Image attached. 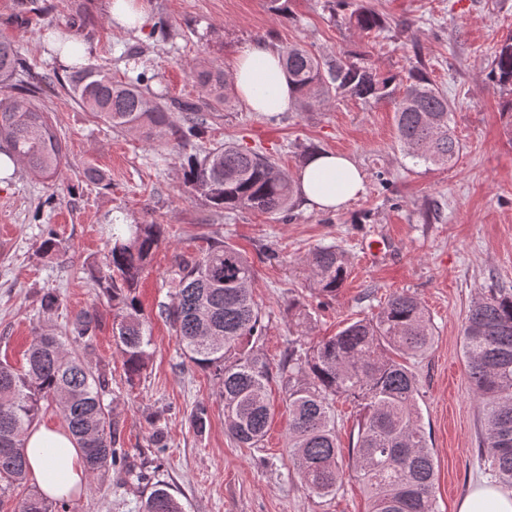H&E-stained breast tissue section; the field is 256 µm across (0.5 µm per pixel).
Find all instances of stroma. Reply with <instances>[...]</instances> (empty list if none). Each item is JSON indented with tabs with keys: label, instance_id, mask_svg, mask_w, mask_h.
Masks as SVG:
<instances>
[{
	"label": "stroma",
	"instance_id": "obj_1",
	"mask_svg": "<svg viewBox=\"0 0 512 512\" xmlns=\"http://www.w3.org/2000/svg\"><path fill=\"white\" fill-rule=\"evenodd\" d=\"M112 0H0V40L13 42L40 72L68 80L70 68L44 56L52 31L87 45L83 65L122 80L139 70L170 99H198L197 61L231 70L239 49L266 42L299 44L325 56L366 53L384 74L407 75L424 66L452 106L451 127L462 144L449 167L429 168L404 156L396 139L392 102L345 98L319 108L279 115L251 112L232 99L205 139L186 148L172 136L146 140L112 128L84 110L62 86L42 94L67 156L57 190L17 170L0 182V360L22 367L34 331L62 336L74 317L96 308L99 326L84 359L109 379L106 396L128 461L164 481L184 512H369L362 483L347 474L335 495L309 494L291 473L288 409L279 382L271 384L274 413L262 447L241 448L224 432V402L213 378L184 356L159 314L175 286L178 257L198 255L218 237L245 253L256 269L254 297L265 325L258 347L278 364L290 340L312 345L347 322L376 313L402 289L420 299L433 324V343L410 367L419 382V406L436 463L438 512H456L475 485L493 483L478 453L480 421L462 354L461 325L476 297L512 289V127L501 112L505 91L488 80L497 47L512 36V0H290L289 16L266 0H149L147 28L110 25ZM363 5L385 20L365 34L348 22ZM89 25L70 27L76 13ZM234 142L273 155L296 173L305 157L326 150L353 156L365 191L345 207L320 210L294 200L287 216L208 207L182 180L189 155ZM104 174L90 181L87 171ZM166 225L164 241L139 289L152 336V357L140 380L128 383L113 337L114 312L84 272L103 262L109 221ZM61 242L46 255L47 232ZM389 244L369 258L374 242ZM337 245L351 273L336 298L321 302L303 269L318 247ZM276 259H268V250ZM56 291L59 309L43 314V292ZM310 314L298 326L291 305ZM210 421L196 432L189 415L198 403ZM163 430L164 447L152 441ZM149 485L124 486L116 471L88 480L70 496L69 512H139Z\"/></svg>",
	"mask_w": 512,
	"mask_h": 512
}]
</instances>
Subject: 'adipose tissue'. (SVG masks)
<instances>
[{
    "label": "adipose tissue",
    "instance_id": "adipose-tissue-1",
    "mask_svg": "<svg viewBox=\"0 0 512 512\" xmlns=\"http://www.w3.org/2000/svg\"><path fill=\"white\" fill-rule=\"evenodd\" d=\"M236 97L254 112H286L295 101L278 49L260 42L244 46L231 70ZM296 187L305 204L338 209L365 190L364 175L350 156L321 151L309 155L297 174ZM30 477L48 496L66 494L86 481L82 454L61 425L40 424L24 436ZM457 512H512V490L485 484L474 488L458 504Z\"/></svg>",
    "mask_w": 512,
    "mask_h": 512
}]
</instances>
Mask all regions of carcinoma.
<instances>
[{"label":"carcinoma","instance_id":"cac0c4a2","mask_svg":"<svg viewBox=\"0 0 512 512\" xmlns=\"http://www.w3.org/2000/svg\"><path fill=\"white\" fill-rule=\"evenodd\" d=\"M349 23L370 33L380 18L359 7ZM282 62L303 110L339 97L364 102L390 100L395 106L397 139L417 164L446 166L461 146L450 126L451 104L421 68L413 67L404 83L380 74L365 55L317 57L294 44L283 49ZM203 96L169 100L151 90L141 71L115 81L101 68L74 72L69 91L103 122L152 139L164 132L185 147L204 139L213 114L228 106L224 71L214 63L195 70ZM20 74L13 94L0 98V153L15 166L56 185L66 156L48 113L36 103L53 84L48 73L25 64L10 43L0 42V81ZM492 84L512 88V38L497 49L488 73ZM184 184L216 210L284 214L291 210L294 184L288 172L267 154L224 143L189 156ZM163 224L111 223L105 262L92 264L88 275L117 311L115 334L127 382L140 378L152 356L136 295L141 275L165 238ZM345 249L326 245L312 252L307 270L318 293L336 298L350 275ZM253 263L235 246L210 238L195 257L178 259V279L171 301L159 315L172 328L183 355L219 383L224 401V431L241 448H257L273 415L268 390L279 377L288 407V442L292 470L310 493L328 497L342 484L346 469L366 487L371 512H437L435 464L421 424L420 388L408 360L425 354L433 328L420 300L407 290L391 294L377 314L357 319L336 335L307 349L299 340L277 367L256 349L264 328L253 300ZM97 312L76 315L68 335L38 331L18 370L0 362V497L26 480L29 463L23 436L44 405L59 408L68 431L82 449L92 478L115 469L123 483L150 482L127 468L118 424L104 397L109 380L94 372L75 348L94 337ZM462 351L481 417L478 454L492 475L512 485V291L500 288L475 299L462 324ZM338 399L362 407L356 442L343 460L336 433ZM189 421L205 430L208 408L199 403ZM66 499L40 494L26 498L20 512H67ZM142 512H183L161 484L144 500Z\"/></svg>","mask_w":512,"mask_h":512}]
</instances>
